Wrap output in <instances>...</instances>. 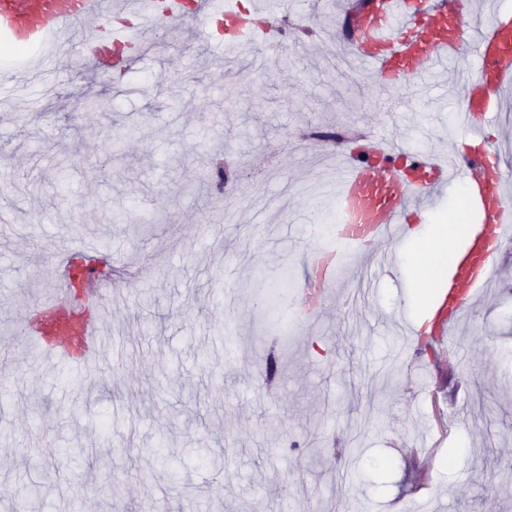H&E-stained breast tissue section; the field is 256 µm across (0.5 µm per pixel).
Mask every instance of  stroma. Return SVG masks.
Here are the masks:
<instances>
[{
    "label": "stroma",
    "instance_id": "obj_1",
    "mask_svg": "<svg viewBox=\"0 0 512 512\" xmlns=\"http://www.w3.org/2000/svg\"><path fill=\"white\" fill-rule=\"evenodd\" d=\"M346 5L296 0L313 39L283 53L271 34L221 62L201 21H180L165 55L112 75L68 57L0 104V344L52 290L62 239L123 272L88 371L13 354L0 512H151L157 499L174 512H392L415 498L512 512V244L429 353L395 318L421 301L398 256L370 293L350 268L314 324L289 319L303 258L323 244L305 226L332 214L336 190L334 162L301 130L447 156L462 140L448 125L473 57L385 94L340 39ZM487 140L512 167V84ZM213 158L237 170L221 189ZM147 198L163 221L143 236Z\"/></svg>",
    "mask_w": 512,
    "mask_h": 512
}]
</instances>
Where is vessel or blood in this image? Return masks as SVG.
<instances>
[{
    "label": "vessel or blood",
    "instance_id": "obj_1",
    "mask_svg": "<svg viewBox=\"0 0 512 512\" xmlns=\"http://www.w3.org/2000/svg\"><path fill=\"white\" fill-rule=\"evenodd\" d=\"M349 15L361 32L351 44L354 58L367 67L378 87L392 93L412 82L441 74L449 53L470 49L475 67L463 85L457 120L464 137L485 142V128L497 109L498 93L512 83V12L494 13L481 34H473L470 12L458 0H384L369 16L362 0ZM192 16L230 20L234 30L220 50L255 42L256 27L237 8L220 0H0V39L24 47L28 59L10 71L9 88L29 84L60 51L91 57L98 71L109 72L131 59H145L155 45L169 41L173 22ZM90 25L92 41L60 47L58 35ZM332 243L308 253L309 277L292 295V315L310 322L329 300L340 270L355 260L384 265L388 249L404 243L410 211L429 209L448 185L462 187L480 213L466 247L439 279L430 310L431 336L444 341L470 307L478 288L496 271V260L477 261L479 246L505 241L512 232V173L488 168L477 157L449 162L429 152L368 138L340 154ZM87 286L75 292L60 282L54 292L23 313L17 322L24 341L43 355L86 364L98 354L100 327L112 285L101 264H88Z\"/></svg>",
    "mask_w": 512,
    "mask_h": 512
}]
</instances>
